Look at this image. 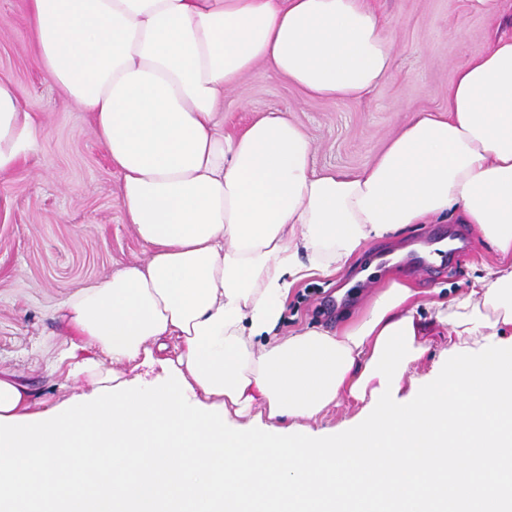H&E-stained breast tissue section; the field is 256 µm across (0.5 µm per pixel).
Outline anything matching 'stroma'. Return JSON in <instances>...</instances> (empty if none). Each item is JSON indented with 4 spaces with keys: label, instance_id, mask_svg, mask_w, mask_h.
I'll use <instances>...</instances> for the list:
<instances>
[{
    "label": "stroma",
    "instance_id": "obj_1",
    "mask_svg": "<svg viewBox=\"0 0 512 512\" xmlns=\"http://www.w3.org/2000/svg\"><path fill=\"white\" fill-rule=\"evenodd\" d=\"M396 46L394 76L355 100L313 99L268 71L224 93V129L235 133L283 109L312 138L313 164L324 172L357 173L415 115L446 107L455 74L471 55L512 37V0L497 16L477 0H376ZM0 78L13 81L39 118L38 151L0 177V369L56 403L87 391L85 382L50 374L62 338L51 312L67 294L149 251L127 224L120 175L98 141L89 113L41 72L28 19V0H0ZM452 256L411 266L412 251L432 250L438 238ZM494 254L472 225L409 224L366 242L343 270L298 282L277 332L318 322L356 320L391 276L419 290L466 288Z\"/></svg>",
    "mask_w": 512,
    "mask_h": 512
}]
</instances>
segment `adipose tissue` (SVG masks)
Segmentation results:
<instances>
[{
	"label": "adipose tissue",
	"mask_w": 512,
	"mask_h": 512,
	"mask_svg": "<svg viewBox=\"0 0 512 512\" xmlns=\"http://www.w3.org/2000/svg\"><path fill=\"white\" fill-rule=\"evenodd\" d=\"M29 17L149 252L52 312L71 336L54 367L90 392L50 404L0 374V512H512V39L347 174L315 169L287 111L225 133L224 92L264 69L363 98L396 67L371 0H29ZM37 147L0 80V176ZM451 217L497 255L464 291L424 303L394 281L357 322L277 334L298 281ZM434 327L456 338L447 364L399 397ZM342 397L359 412L312 431Z\"/></svg>",
	"instance_id": "ef3b65f1"
}]
</instances>
